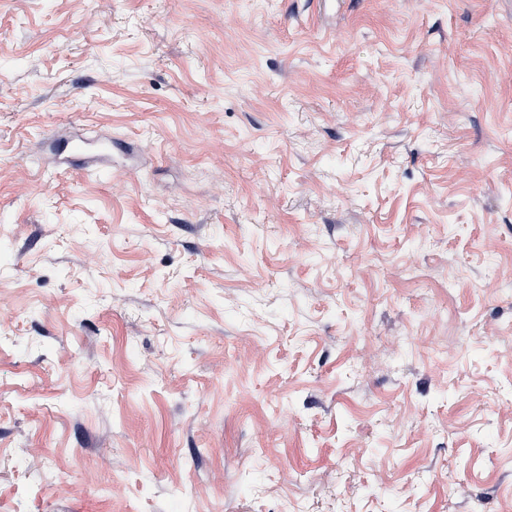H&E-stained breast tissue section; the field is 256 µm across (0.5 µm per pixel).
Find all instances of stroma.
<instances>
[{
  "label": "stroma",
  "instance_id": "obj_1",
  "mask_svg": "<svg viewBox=\"0 0 512 512\" xmlns=\"http://www.w3.org/2000/svg\"><path fill=\"white\" fill-rule=\"evenodd\" d=\"M0 512H512V0H0Z\"/></svg>",
  "mask_w": 512,
  "mask_h": 512
}]
</instances>
